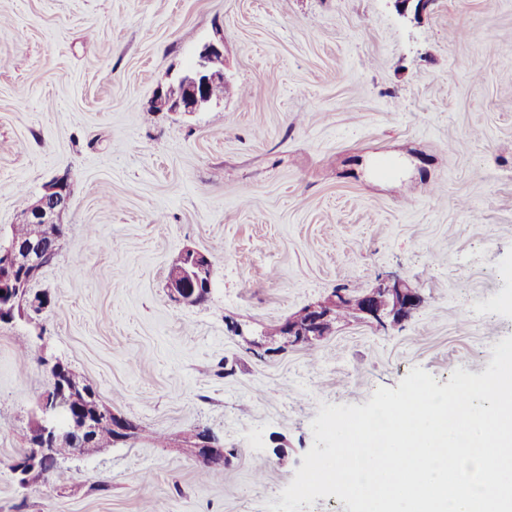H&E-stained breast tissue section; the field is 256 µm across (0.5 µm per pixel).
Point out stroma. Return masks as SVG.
Listing matches in <instances>:
<instances>
[{
	"label": "stroma",
	"mask_w": 512,
	"mask_h": 512,
	"mask_svg": "<svg viewBox=\"0 0 512 512\" xmlns=\"http://www.w3.org/2000/svg\"><path fill=\"white\" fill-rule=\"evenodd\" d=\"M219 38L223 96L151 110ZM61 176L43 337L23 351L27 321L0 323V512H270L322 405L416 366L441 386L482 374L512 336V0H0V234ZM188 248L212 264L195 306L166 288ZM381 275L424 299L402 326L252 347ZM42 355L163 445L75 454L19 488ZM197 429L235 449L223 468L181 448Z\"/></svg>",
	"instance_id": "1"
}]
</instances>
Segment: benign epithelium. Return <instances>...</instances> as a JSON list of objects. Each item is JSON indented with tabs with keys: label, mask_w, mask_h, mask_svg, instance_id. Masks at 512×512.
<instances>
[{
	"label": "benign epithelium",
	"mask_w": 512,
	"mask_h": 512,
	"mask_svg": "<svg viewBox=\"0 0 512 512\" xmlns=\"http://www.w3.org/2000/svg\"><path fill=\"white\" fill-rule=\"evenodd\" d=\"M224 39L204 45L196 61L168 86L157 88L152 107L169 112H199L215 98L213 89L224 84V73L215 68L223 56ZM71 189L67 177H57L46 183L43 193L24 213L26 224H60L70 206ZM57 239L52 235L35 242L10 244L0 248V300L13 299L14 289L9 287L10 273L19 267L36 269L43 266L56 252ZM211 270L208 257L197 250L187 249L170 267L167 277L169 297L183 305H194L197 280ZM423 304L421 294L403 279L379 277L371 288L361 295L333 291L327 298L302 307L283 323L281 344L269 346L265 339L253 340L250 345L266 353L277 352L289 346L317 344L330 335L336 324V308L347 307L359 320L375 323L382 328L400 325L409 320ZM90 427L79 423L72 428L47 424V416L36 420L31 434H49V442L32 448L29 455L37 458L61 441L78 444L77 453L89 454L95 448L78 442V437L90 439ZM136 429L127 416L112 413V444H125L134 440ZM181 447L199 464L209 466L215 459L226 458L224 446L209 430H198L182 440Z\"/></svg>",
	"instance_id": "7a95c632"
}]
</instances>
